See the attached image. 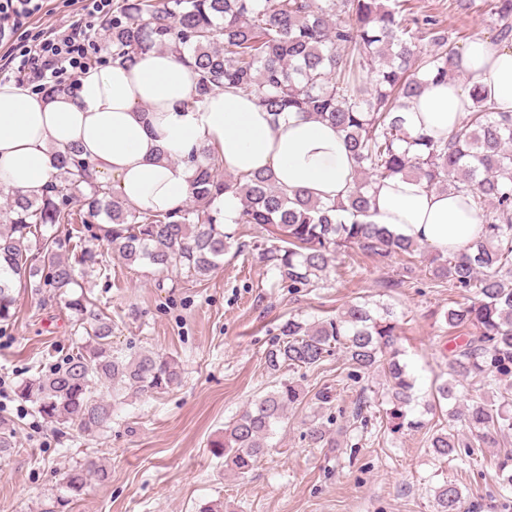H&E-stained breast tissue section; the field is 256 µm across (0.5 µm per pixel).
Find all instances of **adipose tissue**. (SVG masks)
<instances>
[{
  "mask_svg": "<svg viewBox=\"0 0 512 512\" xmlns=\"http://www.w3.org/2000/svg\"><path fill=\"white\" fill-rule=\"evenodd\" d=\"M459 69L499 111L512 112V49L474 38ZM199 74L168 52L152 51L134 65L88 70L75 89L33 94L0 85V191L41 196L57 159L77 148L94 178L140 210L185 206L191 152L207 150L232 174H272L288 192L343 200L358 164L335 125L294 112L273 116L258 97L234 88L195 93ZM469 90L455 81L429 83L403 111L410 133L442 141L466 118ZM369 220L395 235L441 252L460 253L482 231L470 196L427 187L398 175L374 185Z\"/></svg>",
  "mask_w": 512,
  "mask_h": 512,
  "instance_id": "ef3b65f1",
  "label": "adipose tissue"
}]
</instances>
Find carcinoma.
I'll return each instance as SVG.
<instances>
[{
  "label": "carcinoma",
  "mask_w": 512,
  "mask_h": 512,
  "mask_svg": "<svg viewBox=\"0 0 512 512\" xmlns=\"http://www.w3.org/2000/svg\"><path fill=\"white\" fill-rule=\"evenodd\" d=\"M486 6L496 40L511 43L512 0ZM457 39L435 16L413 12L408 0H115L106 25L112 60L131 63L144 52L170 50L192 60L201 97L234 86L256 94L276 118L298 112L328 120L356 158L357 177L346 200L323 202L288 194L270 174H226L203 150L183 158L193 170L189 202L160 213L126 205L110 184L89 176L78 151L60 156L45 195L11 196L0 208V323L14 318L17 281L64 298L74 331L87 340L53 370L23 381L18 397L54 431L95 437L112 422L123 391L162 393L179 381V364L170 356L128 359L112 351V318L83 291L85 279L107 272L99 243L115 247L130 265L178 266L190 277L206 276L237 236L215 204L234 193L241 202L235 223L258 224L281 242L266 258L288 288H304L320 279L341 248L381 258L419 250L417 241L367 221L373 185L401 174L470 194L482 224L481 236L464 252L439 253L431 262L435 280L468 296L446 314L448 327L465 328L468 336L449 351V378L436 387V397L503 388L497 406L476 396L450 409L448 423L429 437L430 448L441 458H462L469 444L457 420L483 447H500L512 432V113L496 111L474 90L471 112L442 143L411 135L399 115L429 79L458 73ZM102 215L105 224L97 223ZM93 224L97 232L86 235ZM335 348L352 368L383 373L392 415H402L414 380L400 359L396 325L364 305L317 324L288 318L266 353V367L272 374L311 370ZM299 400L294 382L279 381L224 426L210 442L214 454L235 473L249 472ZM15 436L14 425L0 420V456L15 448ZM495 467L499 483L511 488L512 448L503 449ZM110 477L92 461L69 469L45 512H60L89 481ZM434 497L437 512H461L458 484L438 487Z\"/></svg>",
  "instance_id": "cac0c4a2"
}]
</instances>
